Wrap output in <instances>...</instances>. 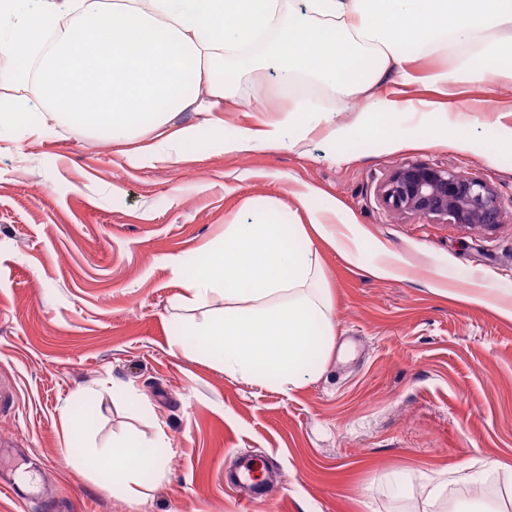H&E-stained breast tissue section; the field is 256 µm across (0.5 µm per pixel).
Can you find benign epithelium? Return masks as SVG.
Masks as SVG:
<instances>
[{"label": "benign epithelium", "instance_id": "benign-epithelium-1", "mask_svg": "<svg viewBox=\"0 0 512 512\" xmlns=\"http://www.w3.org/2000/svg\"><path fill=\"white\" fill-rule=\"evenodd\" d=\"M381 198L390 210L444 219L460 227L492 228L506 217L500 198L486 181L427 164L399 165L384 184Z\"/></svg>", "mask_w": 512, "mask_h": 512}]
</instances>
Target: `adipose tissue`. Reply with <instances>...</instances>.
I'll use <instances>...</instances> for the list:
<instances>
[{
    "label": "adipose tissue",
    "mask_w": 512,
    "mask_h": 512,
    "mask_svg": "<svg viewBox=\"0 0 512 512\" xmlns=\"http://www.w3.org/2000/svg\"><path fill=\"white\" fill-rule=\"evenodd\" d=\"M0 9L21 19L0 31V48L42 58L46 110L21 106L7 115L8 124L30 135L74 117L109 140L136 138L146 125L162 127L191 111L200 86L224 101L227 59L237 56L240 69H251L250 48L267 41L282 78L304 74L348 97L402 67L411 47L479 46V63L434 75L441 84L490 88L503 64H512V36L497 35L512 26V0H0ZM313 109L296 102L285 119L237 128L229 138L221 137L224 120L212 112L127 160L136 167L165 162L173 148L199 140L214 152L250 153L282 144L294 125L309 136L300 120ZM319 239L356 260L352 225L339 230L317 216L305 226L271 206L251 222L225 225L201 261L169 256L168 267L183 281L181 303L205 311L173 336V346L214 358L232 378L285 393L312 381L335 340ZM165 445L160 430L144 442L113 438L93 455L111 471L113 492L140 501L143 472L165 474L158 453Z\"/></svg>",
    "instance_id": "1"
}]
</instances>
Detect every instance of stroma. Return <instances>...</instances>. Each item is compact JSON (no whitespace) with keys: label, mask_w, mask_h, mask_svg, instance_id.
<instances>
[{"label":"stroma","mask_w":512,"mask_h":512,"mask_svg":"<svg viewBox=\"0 0 512 512\" xmlns=\"http://www.w3.org/2000/svg\"><path fill=\"white\" fill-rule=\"evenodd\" d=\"M454 63L442 43L369 95L316 82L303 96L261 57L234 80L225 136L303 97L319 109L307 116V141L292 131L288 145L248 154L198 144L133 167L127 152L156 143L158 130L114 143L67 120L41 139L0 127V479L20 482L26 470L47 488L22 503L0 489V512H440L450 492L427 499L421 479L481 458L498 463L485 508L511 499L512 320L458 294L512 289V216L464 229L381 201L405 162L480 177L512 199V150L498 141L512 127V78L489 90L431 82ZM382 99L403 107L385 125L375 118ZM424 102L464 126L473 149L421 142ZM329 112L360 129L346 158L334 156ZM329 201L327 223L361 228V263L318 244L336 323L321 375L286 394L172 347L201 313L180 304L169 255L197 258L257 203L305 224ZM381 244L399 268L375 278L365 267ZM83 390L96 414L92 443L165 429L166 473L146 480L145 501L114 494L102 470L69 464L61 412ZM239 452L281 469L266 501L249 503L226 482Z\"/></svg>","instance_id":"35a3bbf8"}]
</instances>
